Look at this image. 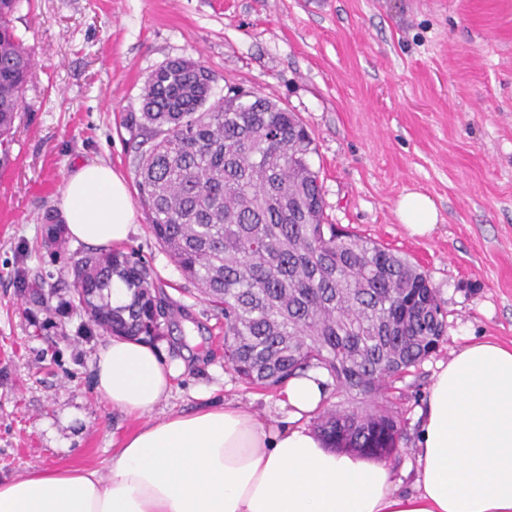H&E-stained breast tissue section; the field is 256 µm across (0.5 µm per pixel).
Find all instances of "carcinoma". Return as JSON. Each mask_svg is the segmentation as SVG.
I'll return each instance as SVG.
<instances>
[{"mask_svg":"<svg viewBox=\"0 0 512 512\" xmlns=\"http://www.w3.org/2000/svg\"><path fill=\"white\" fill-rule=\"evenodd\" d=\"M22 0H0V138L11 135L33 60L12 26ZM214 78L172 59L149 76L136 186L154 236L185 278L224 313V362L259 387L321 371L371 396L435 352L445 324L426 275L373 240L324 223L313 141L295 113L237 94L210 105ZM45 240L66 244L55 217ZM71 307L109 336L163 334L169 301L134 251L106 248L70 263ZM128 300L112 304V285ZM331 448L387 458L392 412L327 409L316 417Z\"/></svg>","mask_w":512,"mask_h":512,"instance_id":"1","label":"carcinoma"}]
</instances>
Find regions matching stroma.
I'll return each mask as SVG.
<instances>
[{
    "mask_svg": "<svg viewBox=\"0 0 512 512\" xmlns=\"http://www.w3.org/2000/svg\"><path fill=\"white\" fill-rule=\"evenodd\" d=\"M12 24L33 56L25 109L0 148V479L34 467L106 469L112 441L141 426L94 386L107 341L69 299L71 260L88 246L42 247L72 170L87 161L125 181L135 225L125 249L170 302L156 348L178 363L157 421L236 400L277 424L278 389L239 382L224 363V318L153 236L135 185L141 93L161 64L212 72L214 99L252 91L295 112L316 146L327 223L408 258L446 311L436 352L372 397L331 389L340 410L383 405L403 435L389 462L414 480L418 414L439 363L491 338L512 346V0H23ZM429 195L430 236L395 213L401 194ZM42 277L43 304L29 291Z\"/></svg>",
    "mask_w": 512,
    "mask_h": 512,
    "instance_id": "obj_1",
    "label": "stroma"
}]
</instances>
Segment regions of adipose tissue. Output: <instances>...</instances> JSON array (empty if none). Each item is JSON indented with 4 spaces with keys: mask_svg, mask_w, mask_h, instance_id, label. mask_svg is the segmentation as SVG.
<instances>
[{
    "mask_svg": "<svg viewBox=\"0 0 512 512\" xmlns=\"http://www.w3.org/2000/svg\"><path fill=\"white\" fill-rule=\"evenodd\" d=\"M70 236L97 248L127 240L134 210L124 180L87 162L57 204ZM396 213L416 236L438 211L425 193ZM95 387L143 417L167 398L180 366L150 344L115 337L95 354ZM320 373L280 392L290 415L271 425L227 401L168 416L124 436L108 474L92 466L35 468L0 482V512H512V347L471 343L440 364L425 396L418 477L399 490L385 462L326 447L302 425L328 398Z\"/></svg>",
    "mask_w": 512,
    "mask_h": 512,
    "instance_id": "ef3b65f1",
    "label": "adipose tissue"
}]
</instances>
